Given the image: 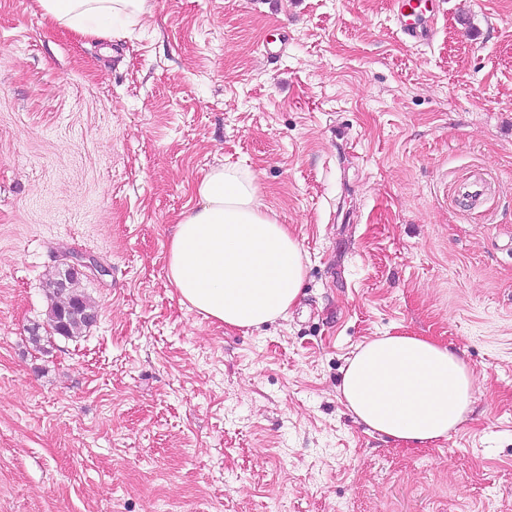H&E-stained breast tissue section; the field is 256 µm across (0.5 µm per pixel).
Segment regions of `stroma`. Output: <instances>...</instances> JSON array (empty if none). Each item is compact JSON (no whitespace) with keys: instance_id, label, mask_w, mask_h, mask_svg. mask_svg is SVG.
Masks as SVG:
<instances>
[{"instance_id":"1","label":"stroma","mask_w":512,"mask_h":512,"mask_svg":"<svg viewBox=\"0 0 512 512\" xmlns=\"http://www.w3.org/2000/svg\"><path fill=\"white\" fill-rule=\"evenodd\" d=\"M151 0L126 38L0 0V512H512V0ZM236 164L300 245L284 318L179 302L194 185ZM477 208L456 190L473 172ZM90 255L97 321L32 344ZM448 345L473 409L412 446L344 407L384 333Z\"/></svg>"}]
</instances>
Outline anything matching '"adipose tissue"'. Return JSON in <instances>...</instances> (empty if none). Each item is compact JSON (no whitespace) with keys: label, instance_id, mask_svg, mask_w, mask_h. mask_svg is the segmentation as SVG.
<instances>
[{"label":"adipose tissue","instance_id":"obj_1","mask_svg":"<svg viewBox=\"0 0 512 512\" xmlns=\"http://www.w3.org/2000/svg\"><path fill=\"white\" fill-rule=\"evenodd\" d=\"M54 25L84 35L134 20L150 0H39ZM167 252V278L181 303L214 323L248 329L285 317L300 295L301 249L264 205L251 170L216 167L195 189ZM476 377L432 340L385 334L357 346L341 377L347 409L370 432L413 444L447 438L471 411Z\"/></svg>","mask_w":512,"mask_h":512}]
</instances>
